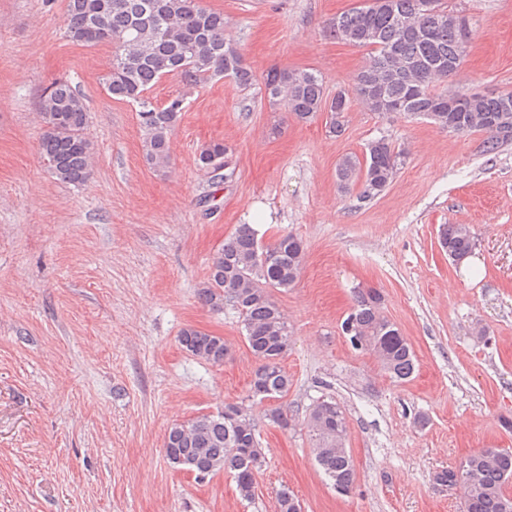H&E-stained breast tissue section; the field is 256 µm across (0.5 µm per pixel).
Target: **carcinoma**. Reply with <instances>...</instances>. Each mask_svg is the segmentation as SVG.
<instances>
[{"mask_svg":"<svg viewBox=\"0 0 512 512\" xmlns=\"http://www.w3.org/2000/svg\"><path fill=\"white\" fill-rule=\"evenodd\" d=\"M422 0H392L388 10L380 0L352 8L333 18L329 37L358 48L372 57L353 77L349 90L333 98L325 95L319 76L303 68H274L264 78L269 100L284 106L296 120L308 122L328 114V133L345 131L351 98L370 111L383 114V102H399L413 118H428L453 133L482 131L486 149L496 151L512 132V92L497 95L460 93L449 82L459 71L468 41L459 31L458 10L437 0L442 20L421 8ZM64 36L83 46L112 45L104 90L116 101L135 102L142 132V157L158 172L171 163V135L182 118L187 97L179 94L162 106L148 100L147 91L164 77L187 89L228 77L241 87L255 75L237 47L224 36V13L201 0H67ZM458 111H448V100ZM43 134L39 154L55 180L73 186L87 182L93 172L94 146L86 136L89 112L84 98L65 79L56 81L42 96L39 112ZM229 147L212 140L198 153V166L212 179L228 181L224 159ZM400 154L380 138L363 157L344 156L336 169L340 188L360 187L359 196L371 199L394 180ZM475 237L466 224H443L438 240L452 261L470 254ZM260 239L251 224H240L211 258L208 276L198 287V298L214 312L231 309L238 314L244 340L257 360L250 381V397L257 390L273 399L288 394L291 380L281 361L291 345L288 323L272 290L288 289L297 281L305 260L304 242L286 233L265 244V258L257 252ZM383 297L372 288L355 290L353 308L341 325L352 347L374 356L390 378L405 380L415 371V354L399 328L382 313ZM179 344L193 356L222 365L230 353L224 337L195 327L182 329ZM266 419L286 431L293 418L280 407ZM307 427L315 461L323 475L342 495L355 484L353 460L345 447L347 420L336 401L323 399L310 411ZM164 447L192 464L196 478L224 471L234 479L244 500L254 495L256 475L265 456L256 434L251 406L228 403L218 414H202L170 426ZM512 481V450L485 448L459 466L435 475L447 489H464L461 512H512L506 485ZM278 512H301L295 496L283 490Z\"/></svg>","mask_w":512,"mask_h":512,"instance_id":"carcinoma-1","label":"carcinoma"}]
</instances>
